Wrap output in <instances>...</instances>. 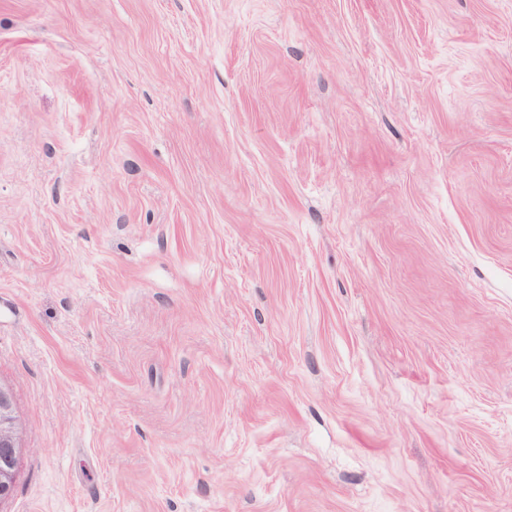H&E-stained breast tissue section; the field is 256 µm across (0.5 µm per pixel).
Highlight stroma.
Returning a JSON list of instances; mask_svg holds the SVG:
<instances>
[{
    "label": "stroma",
    "mask_w": 512,
    "mask_h": 512,
    "mask_svg": "<svg viewBox=\"0 0 512 512\" xmlns=\"http://www.w3.org/2000/svg\"><path fill=\"white\" fill-rule=\"evenodd\" d=\"M0 512H512V0H0ZM20 447V424L13 396L0 386V501L14 492Z\"/></svg>",
    "instance_id": "obj_1"
}]
</instances>
